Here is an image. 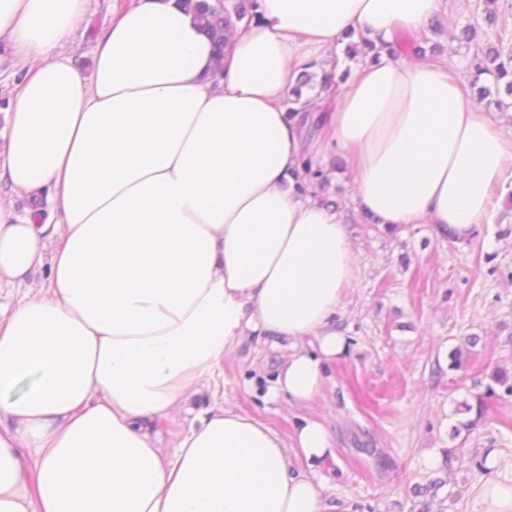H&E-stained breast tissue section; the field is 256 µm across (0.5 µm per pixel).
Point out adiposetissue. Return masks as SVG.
<instances>
[{
    "label": "adipose tissue",
    "instance_id": "1",
    "mask_svg": "<svg viewBox=\"0 0 512 512\" xmlns=\"http://www.w3.org/2000/svg\"><path fill=\"white\" fill-rule=\"evenodd\" d=\"M87 2L0 0V46L31 63L0 185L57 204L43 224L0 196V284L28 287L0 306V512H329L294 460L334 459L318 420L288 442L219 400L170 453L148 424L179 418L251 336L287 345L275 394L319 396L357 268L351 212L319 201L304 159L345 154L356 210L379 224L469 237L512 178V130L446 61L384 54L317 98L327 139L287 112L344 34L390 42L447 0H256L218 76L177 0H130L86 81L61 49Z\"/></svg>",
    "mask_w": 512,
    "mask_h": 512
}]
</instances>
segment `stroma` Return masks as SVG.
Returning <instances> with one entry per match:
<instances>
[{
    "label": "stroma",
    "mask_w": 512,
    "mask_h": 512,
    "mask_svg": "<svg viewBox=\"0 0 512 512\" xmlns=\"http://www.w3.org/2000/svg\"><path fill=\"white\" fill-rule=\"evenodd\" d=\"M123 2L89 0L66 47L82 76ZM348 232L357 275L337 321L349 346L327 364L321 395L302 407L268 396L286 350L251 338L224 362V398L287 440L302 419L324 424L336 459L312 476L331 512H474L483 478L469 456L495 452L497 479L512 484V397L497 400L466 442L451 436L458 405L491 385L495 369L512 373V213L500 209L477 236L454 242L433 224L390 233L356 218ZM458 446L464 459L446 469L444 450Z\"/></svg>",
    "instance_id": "35a3bbf8"
}]
</instances>
